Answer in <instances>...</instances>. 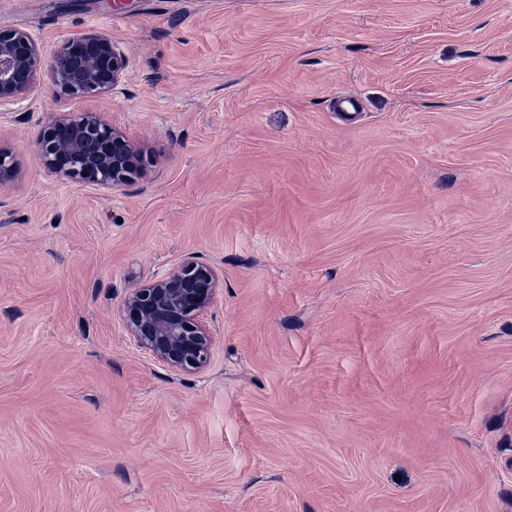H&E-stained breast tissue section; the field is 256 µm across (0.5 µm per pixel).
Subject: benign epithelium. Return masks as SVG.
I'll return each mask as SVG.
<instances>
[{
  "label": "benign epithelium",
  "mask_w": 512,
  "mask_h": 512,
  "mask_svg": "<svg viewBox=\"0 0 512 512\" xmlns=\"http://www.w3.org/2000/svg\"><path fill=\"white\" fill-rule=\"evenodd\" d=\"M127 67L126 52L105 33L85 32L49 47L26 30L0 28V105L37 96L45 84L59 101L110 96ZM37 144L47 174L59 180L116 190L144 172L137 145L97 112L54 113ZM15 176L11 153L0 147V184ZM217 286L211 266L185 259L127 296L129 335L173 369H201L213 343L205 314Z\"/></svg>",
  "instance_id": "7a95c632"
}]
</instances>
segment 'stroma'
Masks as SVG:
<instances>
[{
	"mask_svg": "<svg viewBox=\"0 0 512 512\" xmlns=\"http://www.w3.org/2000/svg\"><path fill=\"white\" fill-rule=\"evenodd\" d=\"M129 55L119 190L0 108V512H512V0H0ZM354 100V115L337 101ZM207 365L124 301L186 258Z\"/></svg>",
	"mask_w": 512,
	"mask_h": 512,
	"instance_id": "obj_1",
	"label": "stroma"
}]
</instances>
